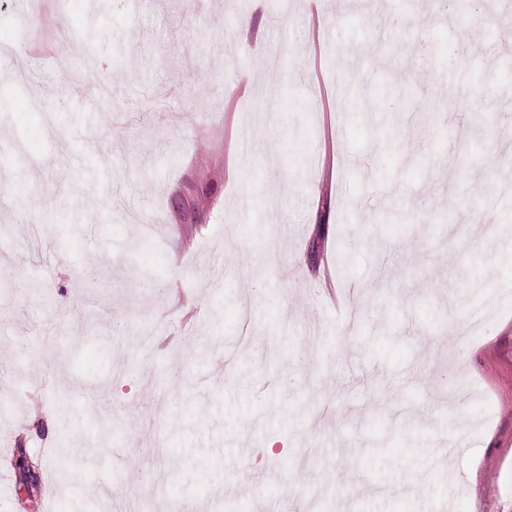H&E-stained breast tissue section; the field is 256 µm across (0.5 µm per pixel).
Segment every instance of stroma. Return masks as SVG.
<instances>
[{
	"label": "stroma",
	"instance_id": "obj_1",
	"mask_svg": "<svg viewBox=\"0 0 512 512\" xmlns=\"http://www.w3.org/2000/svg\"><path fill=\"white\" fill-rule=\"evenodd\" d=\"M425 2L0 0V512H512V6Z\"/></svg>",
	"mask_w": 512,
	"mask_h": 512
}]
</instances>
